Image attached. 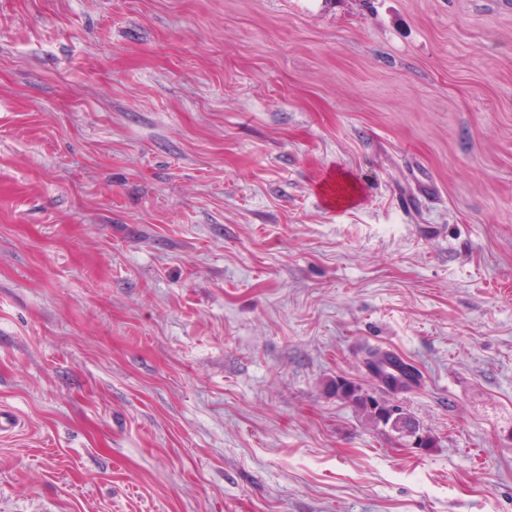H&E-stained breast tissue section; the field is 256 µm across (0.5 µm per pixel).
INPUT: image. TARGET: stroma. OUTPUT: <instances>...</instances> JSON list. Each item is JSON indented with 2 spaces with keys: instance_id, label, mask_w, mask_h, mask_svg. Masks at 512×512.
<instances>
[{
  "instance_id": "35a3bbf8",
  "label": "stroma",
  "mask_w": 512,
  "mask_h": 512,
  "mask_svg": "<svg viewBox=\"0 0 512 512\" xmlns=\"http://www.w3.org/2000/svg\"><path fill=\"white\" fill-rule=\"evenodd\" d=\"M1 408L0 512H512V0H0ZM367 364L371 375L388 393L404 391L421 382L419 369L402 356L384 351L380 348H372L368 351ZM392 367L398 373H386V367ZM328 390L335 394L336 397L353 401L372 420L385 426L389 425L398 434H405L407 436L405 432H408L416 436L420 430L419 426L405 414L394 416V411L398 409L395 405L381 404L373 397L365 396L358 386L347 379L338 377L331 380L328 384Z\"/></svg>"
}]
</instances>
